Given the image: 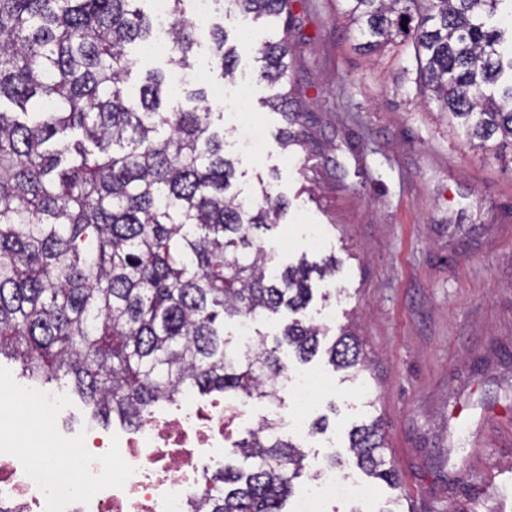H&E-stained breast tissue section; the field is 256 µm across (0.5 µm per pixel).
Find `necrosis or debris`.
Returning a JSON list of instances; mask_svg holds the SVG:
<instances>
[{
	"label": "necrosis or debris",
	"instance_id": "1",
	"mask_svg": "<svg viewBox=\"0 0 512 512\" xmlns=\"http://www.w3.org/2000/svg\"><path fill=\"white\" fill-rule=\"evenodd\" d=\"M247 404L197 402L185 392L173 410L144 417L133 435L112 439L89 430L71 449L72 476L59 481L53 466L34 463L51 430L19 441L0 426V507L13 512H190L210 492L211 463L227 429L245 419ZM366 486L327 469L293 504L292 512H328L339 499L367 495Z\"/></svg>",
	"mask_w": 512,
	"mask_h": 512
}]
</instances>
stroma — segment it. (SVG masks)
Segmentation results:
<instances>
[{
	"label": "stroma",
	"instance_id": "obj_1",
	"mask_svg": "<svg viewBox=\"0 0 512 512\" xmlns=\"http://www.w3.org/2000/svg\"><path fill=\"white\" fill-rule=\"evenodd\" d=\"M342 0H297L291 104H303V146L284 147L287 122L268 105L259 45L281 23L259 22L234 81L200 66L191 85L222 114L227 143L257 144L242 157L237 185L254 197L261 183L288 202L279 225L258 233L281 264L300 256L340 261L313 283L307 314L329 330L361 336L367 368L336 371L323 352L310 362L281 348L289 373L322 372L325 386L298 415L314 434L295 481L305 492L332 456L372 492L333 503L331 512H512V141L472 149L447 113L419 91L411 38L369 53L343 14ZM319 243H312V230ZM19 365L0 359V417L20 440L43 422L17 419ZM67 409L58 439L87 429L125 435L118 419H92L82 397L59 384ZM378 421L394 484L368 480L353 463L348 433Z\"/></svg>",
	"mask_w": 512,
	"mask_h": 512
}]
</instances>
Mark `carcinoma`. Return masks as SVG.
<instances>
[{"label": "carcinoma", "instance_id": "obj_1", "mask_svg": "<svg viewBox=\"0 0 512 512\" xmlns=\"http://www.w3.org/2000/svg\"><path fill=\"white\" fill-rule=\"evenodd\" d=\"M146 0H0V355L32 384L70 381L93 416L136 425L188 389L242 400L277 398L286 344L306 361L322 327L305 319L311 278L334 257L282 269L255 232L287 203L235 189L238 160L224 149L202 89L191 108L169 105L165 75L130 83L156 30ZM191 0H169V63L195 67ZM297 0H217L216 12L256 22L290 16ZM361 48L412 34L421 87L459 120L472 146L512 139V0H344ZM248 44L210 31L204 63L233 78ZM269 105L288 115V26L265 42ZM8 101L12 108L4 109ZM296 315L276 346L236 351L224 318ZM336 370L364 368L346 329L328 349ZM247 473L226 465L194 512H284L303 469L301 446L268 424L239 443ZM355 465L390 482L377 422L350 433Z\"/></svg>", "mask_w": 512, "mask_h": 512}]
</instances>
